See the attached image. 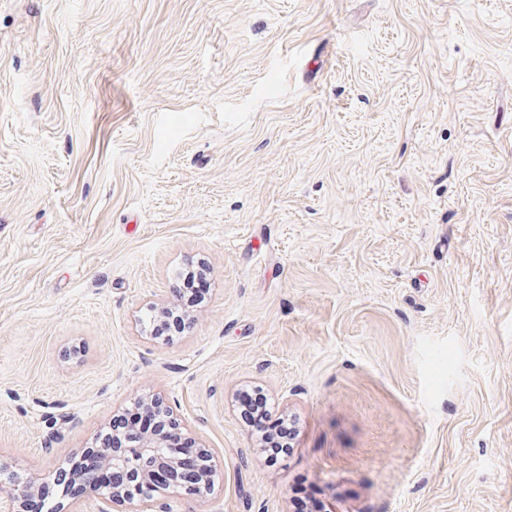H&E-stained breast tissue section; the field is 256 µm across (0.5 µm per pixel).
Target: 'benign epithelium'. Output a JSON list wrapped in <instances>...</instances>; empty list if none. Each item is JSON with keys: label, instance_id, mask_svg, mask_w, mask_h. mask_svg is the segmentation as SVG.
Instances as JSON below:
<instances>
[{"label": "benign epithelium", "instance_id": "1", "mask_svg": "<svg viewBox=\"0 0 512 512\" xmlns=\"http://www.w3.org/2000/svg\"><path fill=\"white\" fill-rule=\"evenodd\" d=\"M156 416L171 423L175 434L183 436L182 421L173 409L160 397L142 400ZM169 444L161 437L132 433L126 444L120 448L101 452V463L104 467L119 468L129 480L148 488L165 485L170 490L184 491L190 495L200 496L211 487L210 478L216 472L217 462L207 450H199L200 458L193 470L184 468L177 456H166L158 452ZM76 479L82 489L94 498L99 499L97 512H125L124 505L130 498L122 489L112 487L105 490L100 475L95 470L80 473ZM43 492V484L34 480L13 481L0 487L4 500L0 502V512H24L27 499Z\"/></svg>", "mask_w": 512, "mask_h": 512}]
</instances>
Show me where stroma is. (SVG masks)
<instances>
[{
    "label": "stroma",
    "mask_w": 512,
    "mask_h": 512,
    "mask_svg": "<svg viewBox=\"0 0 512 512\" xmlns=\"http://www.w3.org/2000/svg\"><path fill=\"white\" fill-rule=\"evenodd\" d=\"M152 395L224 458L174 512H512V0H0V465L95 512ZM238 409L244 424L258 436V444L266 462H277L287 456L288 435L294 424L283 414H276L261 391L247 389L239 394Z\"/></svg>",
    "instance_id": "obj_1"
}]
</instances>
